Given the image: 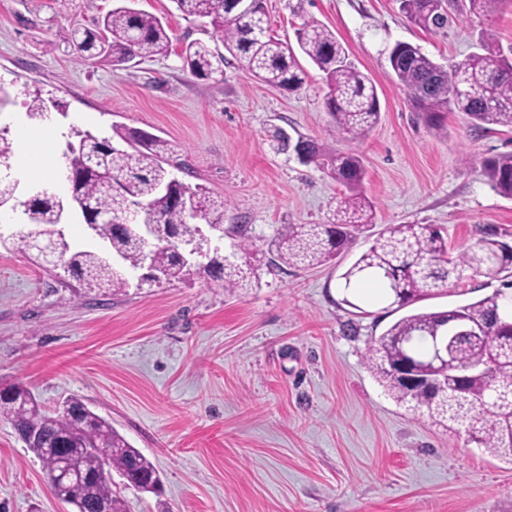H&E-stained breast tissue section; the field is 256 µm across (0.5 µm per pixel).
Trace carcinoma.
Masks as SVG:
<instances>
[{
  "label": "carcinoma",
  "mask_w": 512,
  "mask_h": 512,
  "mask_svg": "<svg viewBox=\"0 0 512 512\" xmlns=\"http://www.w3.org/2000/svg\"><path fill=\"white\" fill-rule=\"evenodd\" d=\"M185 17L206 19L211 38L224 50L203 41L185 46L183 55L190 72L199 79L224 75V64L233 58L256 79L294 91L304 80L298 56L309 59L323 73L328 92L324 98L333 128L344 137L360 140L381 117L373 81L350 61L335 33L311 18L296 30V44L284 42L271 32L264 6L242 12L238 0H173ZM508 0H400V7L416 26L430 30L448 23L445 7L473 14L491 15ZM64 39L73 46L74 59L85 63L95 58L114 65L128 59L145 60L165 55L171 48L168 26L145 11L133 12L122 5L109 10L95 28H73ZM390 78L408 93L429 125L438 134L447 132L445 112L461 113L473 128L487 125L512 127V56L499 47L494 34L481 33L475 51L447 66L434 61L421 48L399 42L389 55ZM48 106L41 95L31 97L28 119L45 121ZM78 146L63 153L66 173L72 176L66 194L50 190L20 203L23 228L56 223L59 210L70 200L79 201L81 217L90 224L101 214L112 223L97 227L98 238L112 246L120 259L117 266L103 260L98 250L76 249L68 238L53 245L54 255L71 276L89 288L107 286L120 291L128 286L131 272L145 260L163 273L165 280L183 279L185 266L177 243H189L209 253L212 270L204 274L220 279L224 289L234 291L255 277L249 261L253 244L247 239L234 244L225 255L210 247L203 228L188 221L179 200L194 199L200 220L224 223V201L192 188L165 167L164 141L152 137L136 147L139 132L113 130L103 136L76 131ZM300 157L306 163L321 158L317 144L298 138ZM15 145L8 127L0 128V171L13 169ZM484 182L497 194L512 199V151L470 160ZM331 173L344 188L333 220L327 224H283L271 241L277 265L300 267L321 265L350 247L365 225L372 223V208L361 192L366 169L354 151L330 160ZM148 206L146 224L171 229L176 239L146 244L120 228L134 212L133 205ZM491 280L507 272L512 276V242L490 230L458 259L448 258V242L431 224H393L364 250L341 275L349 298L356 288L370 284L380 289L382 299L399 309L440 294L448 280L465 271ZM463 317L472 326L488 330L486 338H466L448 347L455 366L488 365L493 374H471L464 381L448 378V391L432 394L411 387L400 376L399 367L411 361L423 367L422 374L444 376L434 363L433 341L446 335L448 326ZM366 365L385 392L399 405L427 418L431 424L456 435L464 434L466 445L512 461V309L505 292L492 294L447 310L410 312L371 340ZM11 422L16 433L31 438L26 447L51 474L64 461L83 477L78 484L54 491L58 499L76 512H128L123 499L112 491V478L99 477L103 466L115 469L126 482L142 492H156L143 478L156 473L153 463L134 448L110 423L95 414L82 400L70 398L54 410H46L23 386L0 387V418Z\"/></svg>",
  "instance_id": "1"
}]
</instances>
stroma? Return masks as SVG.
Here are the masks:
<instances>
[{
    "instance_id": "obj_1",
    "label": "stroma",
    "mask_w": 512,
    "mask_h": 512,
    "mask_svg": "<svg viewBox=\"0 0 512 512\" xmlns=\"http://www.w3.org/2000/svg\"><path fill=\"white\" fill-rule=\"evenodd\" d=\"M116 0H0V82L13 105L0 126L27 125L30 93L60 102L49 117L70 129L113 127L154 135L186 184L224 200V244H255L253 287L234 293L190 273L171 283L133 272L125 291L87 289L35 264L0 227V386L21 384L46 408L69 397L138 448L159 472V493L113 475L129 512H512V464L465 446L387 395L366 349L399 319L387 302L347 305L342 273L391 224L440 228L452 254L486 229L512 240V199L497 195L468 157L512 151V128L469 127L445 116L427 126L390 78L389 54L408 42L440 63L463 58L481 31L512 47V8L453 14L447 28L411 23L399 0H265L275 36L294 40L303 20L328 26L375 83L379 123L350 142L331 131L321 72L303 61L301 89L268 86L237 61L223 77L193 76L182 55L209 41L200 20L172 0H136L170 28V52L119 66L73 59L65 31L93 27ZM314 139L323 157L355 150L374 206L373 225L348 252L312 268L270 265L284 224H324L342 188L326 167L302 164L279 133ZM501 283L472 272L444 295L445 310ZM0 512H74L50 492L40 461L0 418Z\"/></svg>"
}]
</instances>
